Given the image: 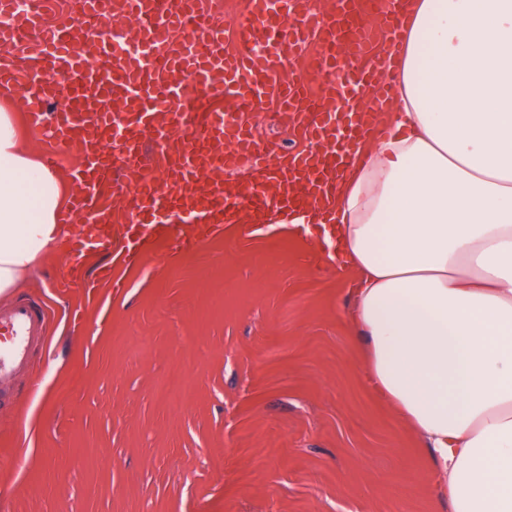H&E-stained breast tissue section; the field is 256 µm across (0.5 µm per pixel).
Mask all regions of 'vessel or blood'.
<instances>
[{"label":"vessel or blood","instance_id":"obj_1","mask_svg":"<svg viewBox=\"0 0 512 512\" xmlns=\"http://www.w3.org/2000/svg\"><path fill=\"white\" fill-rule=\"evenodd\" d=\"M13 2L0 0V42L4 45L14 30L33 28L40 22L41 15L15 13ZM407 2L338 0L339 15L374 12L397 34L405 23ZM151 5L152 0H114L116 13L138 21L140 37L129 50L95 40L99 56L112 61L105 71L94 67L82 49L55 30L25 46L24 65L13 62L6 48L0 51V89L25 92L29 127L67 145L81 142L90 126L99 131V148L85 149L82 161L69 172L76 189L60 218L66 224L71 215H79L90 230L68 239L69 263L57 275L55 287H83V262L91 251L111 254V264L99 267L95 279L118 288L122 285L119 269L139 264L155 243H162L170 254H188L222 234L225 225H258L271 216L287 221L293 212V186L300 181L309 187L305 205L328 210L336 196L337 178L356 158L358 139L374 129L375 112L353 108L352 103L364 86L378 83L380 71L345 69L336 55L337 15L315 14L309 11L307 0H250L246 22L236 30L239 49L205 58L197 56L194 45L170 36L176 23L173 12L152 21ZM260 32L268 48L257 56L248 51L247 44ZM314 38L320 51L306 55L307 43ZM290 58L303 60V69L284 81L280 75ZM23 68L69 74V91L75 96L69 111L47 120V96L40 86L20 80ZM216 70L231 88L232 102L202 130L193 113L173 111V103L184 95L174 74H192L197 93L206 95L212 91L210 76ZM310 73L320 77L326 98L349 103V124L338 127L334 111L326 110L304 127L307 139L321 145V153L291 151L279 162H270L245 126L243 114L270 95L282 111H297L306 96L305 77ZM164 113L170 114L172 126L184 131L180 151L163 158L164 184L139 179L122 192L115 205L101 203L110 180L108 168L118 159L137 158L145 134L162 133L159 118ZM215 169L238 174L237 194H230L223 181L211 178ZM116 208L131 216L118 232L112 229ZM49 315L46 304L32 300L0 308V380L28 372L32 350L48 343Z\"/></svg>","mask_w":512,"mask_h":512}]
</instances>
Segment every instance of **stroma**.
<instances>
[{
	"mask_svg": "<svg viewBox=\"0 0 512 512\" xmlns=\"http://www.w3.org/2000/svg\"><path fill=\"white\" fill-rule=\"evenodd\" d=\"M275 155L307 148L266 98ZM324 238L229 224L149 252L125 286L54 292L56 248L16 296L53 308L30 376L0 384V512H450L416 436L374 396Z\"/></svg>",
	"mask_w": 512,
	"mask_h": 512,
	"instance_id": "stroma-1",
	"label": "stroma"
}]
</instances>
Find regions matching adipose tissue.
I'll return each instance as SVG.
<instances>
[{"label": "adipose tissue", "mask_w": 512, "mask_h": 512, "mask_svg": "<svg viewBox=\"0 0 512 512\" xmlns=\"http://www.w3.org/2000/svg\"><path fill=\"white\" fill-rule=\"evenodd\" d=\"M389 130L336 190L375 395L451 512H512V0H409ZM0 107V298L68 233L65 181Z\"/></svg>", "instance_id": "adipose-tissue-1"}]
</instances>
